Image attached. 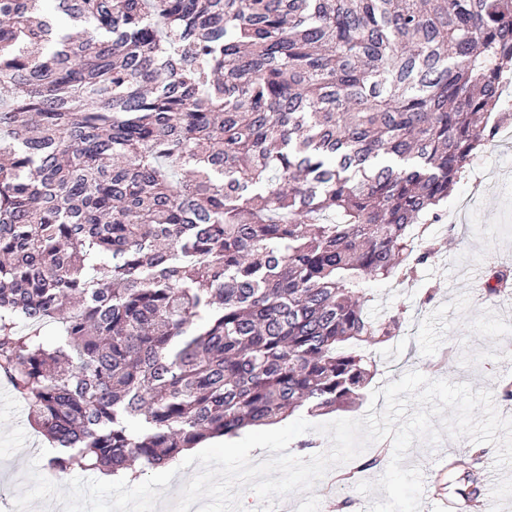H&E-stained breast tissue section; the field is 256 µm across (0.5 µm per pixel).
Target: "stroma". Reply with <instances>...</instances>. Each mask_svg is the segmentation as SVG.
Returning <instances> with one entry per match:
<instances>
[{
  "label": "stroma",
  "instance_id": "35a3bbf8",
  "mask_svg": "<svg viewBox=\"0 0 512 512\" xmlns=\"http://www.w3.org/2000/svg\"><path fill=\"white\" fill-rule=\"evenodd\" d=\"M476 160L495 175L480 182L465 178L444 203L450 213L462 203L467 209L456 225L445 220L435 224L439 252L434 262L422 268L408 288L387 280L370 281V314L404 309V329L390 343L374 348L376 372L359 404L344 414L309 415L314 427L343 416L361 418L372 407L383 410V403H372V392L411 371L490 391L499 414L512 417V400L500 397L501 384L512 382V288L488 300L472 281L473 273L512 264V146L488 144ZM45 446V437L29 422L24 402L0 380V512H12L10 504L23 475ZM392 453L391 439L384 438L371 444L359 460L333 467L314 488L320 512H338L343 505L353 512H369L372 500H385V491L369 497L357 486L377 481ZM462 458L477 478L482 499L494 500V512H512V468L497 471L498 484L486 481L487 472L496 471V445L449 436L433 446L413 443L405 457V467H417L423 476L421 512H441L443 502L461 501V494L449 487L448 476L451 463Z\"/></svg>",
  "mask_w": 512,
  "mask_h": 512
}]
</instances>
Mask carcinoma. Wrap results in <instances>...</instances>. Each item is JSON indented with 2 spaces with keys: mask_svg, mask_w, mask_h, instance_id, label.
Masks as SVG:
<instances>
[{
  "mask_svg": "<svg viewBox=\"0 0 512 512\" xmlns=\"http://www.w3.org/2000/svg\"><path fill=\"white\" fill-rule=\"evenodd\" d=\"M511 71L512 0H0V379L47 468L354 405L403 323L365 283L434 258Z\"/></svg>",
  "mask_w": 512,
  "mask_h": 512,
  "instance_id": "cac0c4a2",
  "label": "carcinoma"
}]
</instances>
